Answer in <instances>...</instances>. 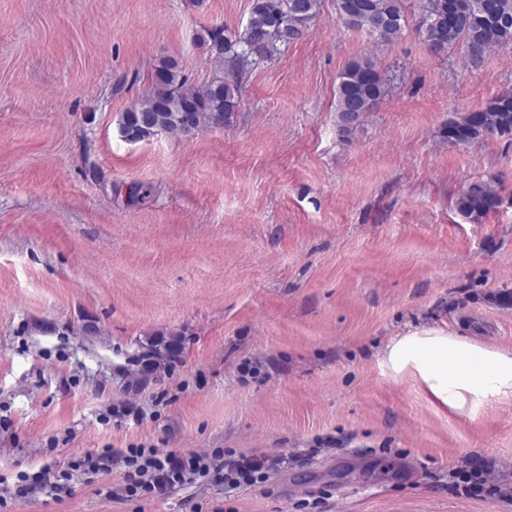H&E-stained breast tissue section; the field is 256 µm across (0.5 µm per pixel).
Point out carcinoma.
Instances as JSON below:
<instances>
[{"mask_svg": "<svg viewBox=\"0 0 512 512\" xmlns=\"http://www.w3.org/2000/svg\"><path fill=\"white\" fill-rule=\"evenodd\" d=\"M319 0H253L242 31L230 37L222 25L203 29L218 75L203 89L184 87L177 67L156 70L153 91L122 113L119 133L124 140H148L160 133L183 132L185 113L193 114L198 130L220 127L237 106L242 74L258 58L299 39L316 16ZM337 21L347 29L365 30L385 43L399 39L406 28L402 0H336ZM417 29L429 49L444 54L460 41L479 57L494 48H512V0H425ZM383 96L380 74L369 59L349 62L339 75L337 126L350 136ZM512 135V94H502L485 108L448 122L443 138L450 144H474L490 137ZM503 198L497 186L478 180L465 187L455 201L457 211L472 222L497 212ZM165 353L147 363L157 371L160 360L180 353L172 338Z\"/></svg>", "mask_w": 512, "mask_h": 512, "instance_id": "carcinoma-1", "label": "carcinoma"}]
</instances>
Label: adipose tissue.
<instances>
[{
    "mask_svg": "<svg viewBox=\"0 0 512 512\" xmlns=\"http://www.w3.org/2000/svg\"><path fill=\"white\" fill-rule=\"evenodd\" d=\"M386 360L397 371L414 367L432 394L461 414L512 395V354L462 336H402L388 346Z\"/></svg>",
    "mask_w": 512,
    "mask_h": 512,
    "instance_id": "ef3b65f1",
    "label": "adipose tissue"
}]
</instances>
